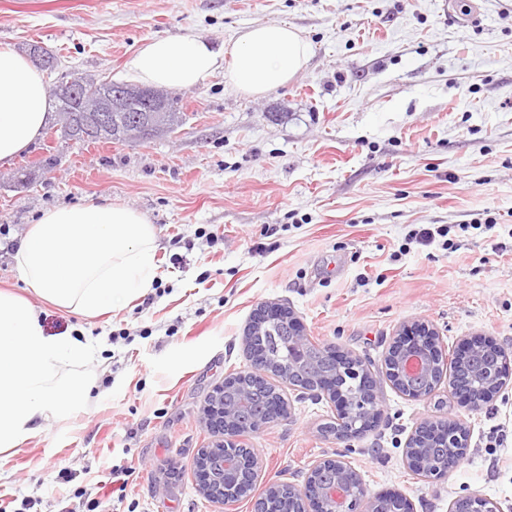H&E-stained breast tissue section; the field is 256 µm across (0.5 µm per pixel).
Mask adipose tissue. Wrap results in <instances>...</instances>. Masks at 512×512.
Here are the masks:
<instances>
[{
  "label": "adipose tissue",
  "instance_id": "obj_1",
  "mask_svg": "<svg viewBox=\"0 0 512 512\" xmlns=\"http://www.w3.org/2000/svg\"><path fill=\"white\" fill-rule=\"evenodd\" d=\"M310 49L285 23L242 29L220 45L193 35L151 39L130 53L123 78L141 87L193 88L215 73L234 91L262 97L302 71ZM52 109L41 72L0 45V161L24 152ZM156 230L138 211L111 202L44 211L14 247L19 279L35 296L86 318L149 292L156 274ZM86 337L46 334L29 298L0 290V451L17 448L90 400L97 379L84 366Z\"/></svg>",
  "mask_w": 512,
  "mask_h": 512
}]
</instances>
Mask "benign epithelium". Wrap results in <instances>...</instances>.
Segmentation results:
<instances>
[{"mask_svg":"<svg viewBox=\"0 0 512 512\" xmlns=\"http://www.w3.org/2000/svg\"><path fill=\"white\" fill-rule=\"evenodd\" d=\"M69 96L79 103L85 112L100 113V121L107 124L111 113L124 109L126 99L138 97L144 103L146 112L165 111V101L156 92L143 88L116 87L99 95H93L88 87L70 82L61 85ZM281 320L288 325V364L283 372L290 375L305 365L308 354V338L304 328L286 309L263 304L257 307L251 325L262 327L270 321ZM326 355L339 361L337 373L312 380L305 391L314 395L324 394L336 405L338 415L350 417L352 421L341 432L339 439L358 438L371 430L381 418L378 406L376 383L369 368L363 361L351 360L348 356L329 345L324 347ZM441 352L438 332L424 324L406 325L389 349V368L394 383L403 388L405 396L411 399L426 397L425 381L430 379L434 361ZM502 349L480 339L463 342L456 359L462 364H472L486 355H497ZM240 376L224 379L209 395L204 407L206 423L217 433L214 448H202L197 458V479L199 489L206 496L224 492V487L235 484L242 469H255L253 456L225 458V480L213 484L209 466L210 453L217 448L236 447L242 428L238 414L247 406L251 389L238 383ZM465 432L454 420L430 421L417 430L414 439L406 444L408 466L427 476L442 477L449 470V462L436 457V448H466ZM357 474L339 458H325L318 461L308 474L304 489L298 492L301 512H411L410 503L400 496H389L374 504L366 500L364 489H353ZM451 512H498L497 504L480 494H471L457 499Z\"/></svg>","mask_w":512,"mask_h":512,"instance_id":"7a95c632","label":"benign epithelium"}]
</instances>
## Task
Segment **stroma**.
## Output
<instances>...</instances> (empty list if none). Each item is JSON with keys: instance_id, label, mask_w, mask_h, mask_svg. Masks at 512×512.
Masks as SVG:
<instances>
[{"instance_id": "stroma-1", "label": "stroma", "mask_w": 512, "mask_h": 512, "mask_svg": "<svg viewBox=\"0 0 512 512\" xmlns=\"http://www.w3.org/2000/svg\"><path fill=\"white\" fill-rule=\"evenodd\" d=\"M455 5L480 22L458 24L444 0H0V44L57 55L51 85L73 72L119 81L127 55L157 36L221 44L285 22L311 47L305 69L261 98L220 73L178 88L186 120L162 137L82 145L46 128L0 162V289L26 293L14 241L52 207L123 204L159 239L148 295L95 319L43 305L46 334L80 329L103 346L87 364L98 389L0 452V512H253L268 484L303 488L336 455L368 496L399 493L413 512H449L474 493L512 512V375L474 409L444 384L407 398L384 367L412 322L435 328L446 352L482 336L512 355V0ZM488 214L493 230L470 228ZM430 225L450 227L454 248L411 242ZM265 302L290 308L311 341L365 360L383 419L336 440L323 431L336 418L328 397L277 379L288 414L246 436L256 486L227 507L196 486L197 453L215 441L201 409L251 370L245 329ZM448 418L466 429L462 465L442 478L409 470L416 428Z\"/></svg>"}]
</instances>
